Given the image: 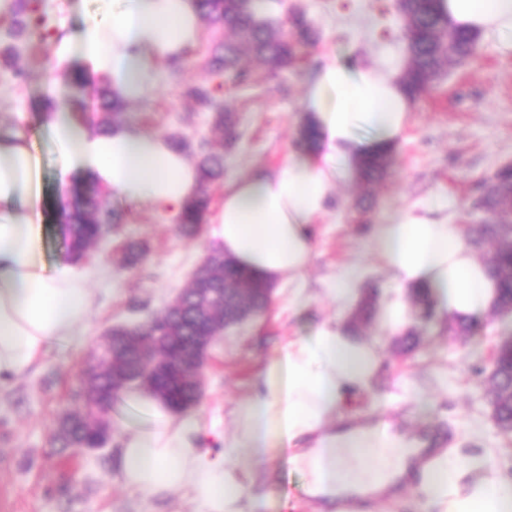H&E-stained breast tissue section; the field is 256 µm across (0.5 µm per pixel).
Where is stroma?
Returning <instances> with one entry per match:
<instances>
[{"mask_svg":"<svg viewBox=\"0 0 512 512\" xmlns=\"http://www.w3.org/2000/svg\"><path fill=\"white\" fill-rule=\"evenodd\" d=\"M306 12L321 33L298 67L275 78H261L247 91H226L221 98L238 119L237 147L224 155V179L209 188L213 205L224 198L226 182L254 170L279 169L293 154V141L304 120L302 95L307 79L324 56L350 62L376 58L401 43L395 0H265V12L286 17V7ZM477 58L456 65L429 93L417 97L415 110L394 155L390 176L367 187L358 179L340 182L327 213L314 226V252L305 274L302 297L288 285L276 286L268 310L224 331L213 344L204 388L191 409L210 428L208 445L223 453V440L234 429V413L253 395L269 361L289 341L309 335L328 320L346 324L327 288L337 272L355 263L363 282L382 284L388 273L368 253L369 228L387 223L402 207L428 196L448 201V221L465 231L473 219L471 203L480 186L501 165L512 163V56H501L493 42L479 45ZM27 72L18 81L0 69V115L27 113L34 149L40 159L44 200L42 253L46 263L67 255L56 210L58 165L55 146L42 123L48 99H62L80 110H93L95 89L86 85L57 90L42 82V68L20 59ZM198 73L185 68L180 78L163 75L152 101L129 105L125 119L160 133L178 130L188 137L211 133L210 115L195 111L181 96L183 83ZM118 228L89 250L84 264L97 268L91 281L98 309L93 342L119 323H137L159 315L188 285L193 271L215 248L210 225L194 237L149 209L121 199ZM367 225H360V218ZM146 248L133 269L116 264L127 242ZM422 333L416 350L400 353L396 337L380 321L363 327L361 336L380 342L381 363L368 388L353 391L336 412L344 423L360 425L388 419L391 429L461 458L487 456L500 480L512 483V438L500 435L491 419L486 378L492 353L502 337L512 336V313L478 316L470 335L459 336L440 311L431 319L412 316ZM86 351L53 346L37 370L0 381V512H194L183 493L151 500L107 482L114 449L83 452L74 458L48 456L51 430L58 415L72 408ZM243 475L262 481L257 512H334L332 505L309 497L305 478L288 454L271 450L261 467L240 461Z\"/></svg>","mask_w":512,"mask_h":512,"instance_id":"35a3bbf8","label":"stroma"}]
</instances>
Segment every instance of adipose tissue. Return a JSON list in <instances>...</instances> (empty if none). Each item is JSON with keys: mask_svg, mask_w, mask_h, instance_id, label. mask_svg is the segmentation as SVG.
I'll list each match as a JSON object with an SVG mask.
<instances>
[{"mask_svg": "<svg viewBox=\"0 0 512 512\" xmlns=\"http://www.w3.org/2000/svg\"><path fill=\"white\" fill-rule=\"evenodd\" d=\"M438 6L455 28L495 40L499 54L512 55V0H438ZM203 30L196 0H111L104 15L53 37L55 64L43 81L62 85L61 72L73 62L86 80L107 83L125 102L140 104L158 92L164 62L195 47ZM405 64L400 47L386 49L374 63L333 59L319 66L304 88L306 119L318 133L319 150L225 187L210 219L225 254L273 284L303 280L313 256V225L337 185L354 176L361 157L396 146L409 123L415 101L402 79ZM6 124L0 134L1 380L40 366L50 344L89 345L96 306L86 267L69 258L50 266L42 257L40 165L28 116L9 113ZM46 128L59 149L64 189L88 182L171 222L200 191L196 167L163 134L128 123L99 133L63 103L48 112ZM362 128L369 137L359 136ZM368 251L396 287L433 291L443 313L469 316L492 308L496 285L438 199L376 225ZM380 361L376 341L357 340L331 324L289 342L266 368L255 395L238 407L220 454L207 445L209 431L197 417L175 418L151 392H127L124 402L144 420L123 426L115 477L146 497L184 492L195 512H253L252 485L232 457L259 464L270 449L307 438L310 447L291 462L307 474L312 496L333 500L381 490L406 473L415 440L333 423L345 396L370 386ZM371 449L381 469L368 481L350 480L345 464ZM485 466L479 456L438 453L422 472L420 490L437 512H512V485L495 478L468 496L457 495L462 471Z\"/></svg>", "mask_w": 512, "mask_h": 512, "instance_id": "obj_1", "label": "adipose tissue"}]
</instances>
